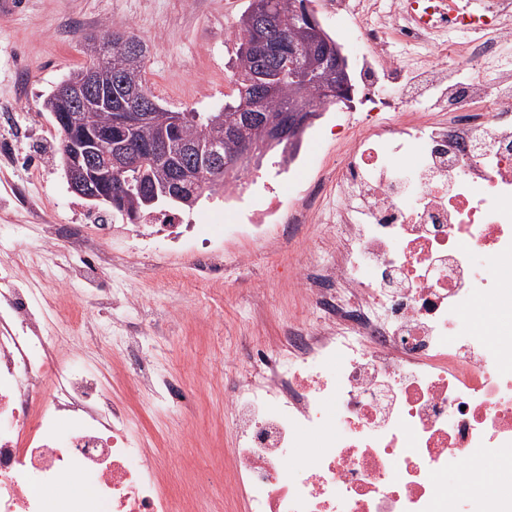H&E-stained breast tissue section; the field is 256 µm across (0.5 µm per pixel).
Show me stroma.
Here are the masks:
<instances>
[{
  "mask_svg": "<svg viewBox=\"0 0 512 512\" xmlns=\"http://www.w3.org/2000/svg\"><path fill=\"white\" fill-rule=\"evenodd\" d=\"M0 14V141L14 152L0 161V258H26L50 224L79 221L90 211L71 192L57 162L59 133L42 104L69 72L87 58L85 37L103 25L123 26L148 46L144 78L165 108L178 112H217L236 95L232 79L236 21L247 0H15ZM363 112L336 104L310 126L304 142L314 145L304 183L316 186L343 156L337 126L357 128ZM148 228L129 227L118 243L133 272L106 271L118 295L92 308L103 338L82 341L87 365L108 377L119 397L140 405L130 385L115 378L105 361L116 351L110 332L123 318L158 330L148 352L162 369L181 372L194 382L201 401L194 416L174 410L143 412L147 434H162L170 452L169 482L182 490V474L214 480L238 443L232 418L210 391L215 367L241 375L243 343L272 345L290 324L317 323L294 279L309 259L331 261L336 227L332 224H282L273 228L277 243L269 249L238 237L223 241L224 266L217 283L221 296L197 279L188 254L155 242L143 250ZM70 264L67 246L42 254L37 269L22 280L25 288H55Z\"/></svg>",
  "mask_w": 512,
  "mask_h": 512,
  "instance_id": "1",
  "label": "stroma"
}]
</instances>
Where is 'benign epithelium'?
Returning <instances> with one entry per match:
<instances>
[{
	"mask_svg": "<svg viewBox=\"0 0 512 512\" xmlns=\"http://www.w3.org/2000/svg\"><path fill=\"white\" fill-rule=\"evenodd\" d=\"M294 16L301 26L298 30L319 42L327 43L331 50L330 59H317L305 52L304 41L298 37H288V28L282 27L280 40L288 42L287 58L292 61L291 79L293 93L297 99L311 100L321 97L332 103H344L352 106L354 86L350 79V64L338 44H333L327 37L322 24L312 14L303 13L302 8L294 11ZM116 48L125 54L142 58L145 46L142 41L119 35L115 38ZM98 69L89 66L82 71H74L55 89L54 95L66 98L72 104L88 112L112 111V92L98 87ZM258 86V101L276 94L275 84L268 82V77L258 72L254 75ZM157 105L150 99L138 100V111L116 112L114 123L128 130L151 121ZM322 114L319 109L297 107L288 112L264 111L255 135H240L230 131L224 135L230 163L228 171H245L265 150L275 147L283 141L288 142V153H293L304 131ZM59 125L62 162L68 185L74 193L95 202V206L112 208L117 198L123 195L124 186L112 183V171H124L137 166L131 145L127 141L113 144L107 165L99 164L98 145L100 133L85 131L76 135L74 128L65 116L56 117ZM183 123V114L171 115L170 127L159 130L148 149L168 150L175 128ZM179 178L192 181L198 185L216 190L221 189L220 175L215 167L207 162L191 161L180 170Z\"/></svg>",
	"mask_w": 512,
	"mask_h": 512,
	"instance_id": "benign-epithelium-1",
	"label": "benign epithelium"
}]
</instances>
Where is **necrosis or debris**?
<instances>
[{
	"label": "necrosis or debris",
	"instance_id": "1",
	"mask_svg": "<svg viewBox=\"0 0 512 512\" xmlns=\"http://www.w3.org/2000/svg\"><path fill=\"white\" fill-rule=\"evenodd\" d=\"M382 2L321 0L356 58L378 54L389 72L362 69L366 120L323 185L301 188L296 168L259 193L243 172L226 179L228 222L209 236L178 213L159 222L202 280L225 239L337 227L335 260L300 273L321 320L288 327L224 390L244 512H512V0H478L468 16L417 0L420 23L402 0L388 15ZM396 43L429 52L406 83ZM113 233L52 224L47 239L91 280L122 260ZM2 303L0 512H190L134 410L75 353L83 303H51L9 274ZM112 333L146 399L195 404L193 385L155 371L142 332L116 321ZM471 463L476 486L449 482Z\"/></svg>",
	"mask_w": 512,
	"mask_h": 512
}]
</instances>
